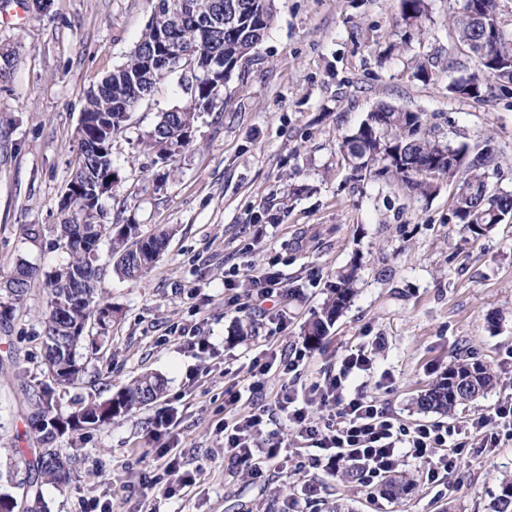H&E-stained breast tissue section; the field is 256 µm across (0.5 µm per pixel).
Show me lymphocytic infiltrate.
<instances>
[{
    "instance_id": "f902f5d3",
    "label": "lymphocytic infiltrate",
    "mask_w": 512,
    "mask_h": 512,
    "mask_svg": "<svg viewBox=\"0 0 512 512\" xmlns=\"http://www.w3.org/2000/svg\"><path fill=\"white\" fill-rule=\"evenodd\" d=\"M301 361V356L295 352L281 355L276 363L269 359L255 360L257 379L249 390L260 391L261 376L272 366H279L289 385L278 395L275 406L299 437L322 450V461L329 470L338 472L356 466L365 482L373 484L383 482L407 459L425 462L431 478L439 472L450 473L457 469L462 445L456 440V429L435 424L411 428L375 399L360 393L346 394L349 379L372 365L371 357L365 352L345 356L334 376L299 390L295 383L301 378ZM312 396L334 406L324 423L317 424L309 418L308 399ZM241 399V390L224 392V406L232 412L231 417L224 420V453L230 461L249 463L252 472L259 473L280 457L282 445L260 438L266 414L264 407H257L244 417L234 416L233 411Z\"/></svg>"
}]
</instances>
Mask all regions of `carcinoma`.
I'll return each instance as SVG.
<instances>
[{"mask_svg":"<svg viewBox=\"0 0 512 512\" xmlns=\"http://www.w3.org/2000/svg\"><path fill=\"white\" fill-rule=\"evenodd\" d=\"M155 23L146 24L139 40L126 61L104 77L90 91L83 110L85 139L78 144L75 166L69 183L112 187L117 182L112 161V139L109 131H119L129 118L126 108L140 105L152 97L160 80L178 65L191 63L196 69L194 97L203 104L209 101L212 87L207 71L221 59L234 61L241 68L250 60L251 52L267 35L274 20V0H158ZM180 10L179 25L169 32L171 41L181 46L183 60L165 63L155 60L160 54L157 27L170 8ZM452 26L457 41L467 46L478 38V31L467 7L454 16ZM486 57L491 63L475 58L480 75L475 80L480 87L469 90L456 83L450 90L465 97L481 98L488 91V80L512 81V37L504 31L488 41ZM199 113L190 108L160 112L153 127L141 140L143 149L164 163L172 160L176 151L171 145L183 141L191 144V133ZM346 157L359 175L376 171L389 174L411 195L429 196L435 192L433 177L421 173L419 165L435 163L434 172L448 179L458 178L469 190L466 201H455V214L460 223L479 235L495 224L512 217V193L490 194L487 189V169L491 155L479 152L472 156L465 146L454 148L426 127L415 112L380 106L368 113L358 129L347 137ZM61 221L55 225L59 240L76 239L69 245L66 264L46 274L49 299L41 313L44 360L69 359L79 362L78 348L87 337L88 320L100 312L112 311V304L99 294L100 268L96 257L102 245L108 246L115 274L127 281L139 280L158 260L170 233L161 230L144 236L137 224L112 222L103 208L98 215L86 216L81 211L60 208ZM16 272L25 275L18 282L7 280L11 301L0 302V331L8 336L13 329L14 303L23 300L29 291L32 273L21 263ZM357 267L338 276L335 288L321 309L304 328L306 342L314 346L327 334L328 327L347 308L354 296ZM493 385V374L484 365L460 357L448 366V372L417 399L423 412L451 413L465 402L487 393ZM164 394L163 380L145 373L120 388L104 401H90L66 420L74 421L70 428L77 431L91 425H102L113 418L147 406ZM62 417L60 409L47 401L38 405L35 418L41 421V431L51 434L55 422ZM33 477L36 494H42L46 484L62 486L73 476V458L61 448L16 449ZM13 485L11 471L0 472V512H15L16 498L8 491ZM412 482L405 474L392 475L382 488L388 495L398 496ZM491 512H512V478L502 479L498 495L490 505Z\"/></svg>","mask_w":512,"mask_h":512,"instance_id":"1","label":"carcinoma"}]
</instances>
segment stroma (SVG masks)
Returning <instances> with one entry per match:
<instances>
[{"label": "stroma", "instance_id": "stroma-1", "mask_svg": "<svg viewBox=\"0 0 512 512\" xmlns=\"http://www.w3.org/2000/svg\"><path fill=\"white\" fill-rule=\"evenodd\" d=\"M424 5L410 27L401 0H275L267 36L226 85L231 103L202 114L168 165L140 144L158 113L187 103L178 73L160 82L112 138L118 182L105 205L143 234L174 235L135 283L100 257L99 287L118 314L108 336L89 331L82 379L48 392L38 317L45 272L68 259L54 226L75 130L88 91L125 60L154 4L53 0L41 14L32 0H12L0 12V42L17 50L0 82V283L19 263L34 269L14 329L0 338V469L24 477L14 451L40 445L30 418L39 396L68 414L145 372L165 383L147 407L49 440L74 454L77 476L64 489L43 486L47 512H327L335 503L344 512H489L501 475L512 473L504 426L498 447L465 448L451 479L429 481L426 464L405 463L414 484L398 497L353 469L293 474L274 463L256 476L224 455V391L249 383L254 357L275 351H302L306 384L348 354L371 353L354 388L410 427L465 428L512 395V223L473 234L453 215L455 182L440 177L433 195L410 196L386 175L357 179L344 159L345 136L385 103L421 114L451 146L489 148L501 159L491 189L512 192V82H492L483 101L450 93L478 72L451 30L463 2ZM31 225L40 229L33 240L23 234ZM352 267L350 305L308 345L304 325ZM259 271L276 273L282 290L253 308ZM16 350L25 356L17 371ZM460 355L491 368L494 387L451 416L417 411L420 393ZM172 411L179 423L163 426ZM168 444L200 472L193 490L171 497L152 482L151 458Z\"/></svg>", "mask_w": 512, "mask_h": 512}]
</instances>
